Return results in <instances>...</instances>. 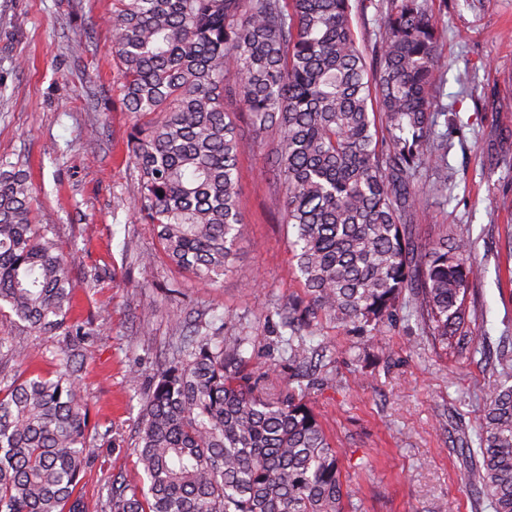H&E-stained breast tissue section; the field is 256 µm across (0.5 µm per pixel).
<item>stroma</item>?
Returning <instances> with one entry per match:
<instances>
[{
    "mask_svg": "<svg viewBox=\"0 0 512 512\" xmlns=\"http://www.w3.org/2000/svg\"><path fill=\"white\" fill-rule=\"evenodd\" d=\"M111 11L112 0H0V161L27 171L39 223L57 225L60 248L75 255L74 315L100 330L80 371L100 430L80 484L89 512H100L113 480L146 483L134 452L143 392L176 355L179 321L245 337L252 367L264 372L281 362L277 309L305 295L283 218L286 189L273 172L278 138L255 131L239 108L246 232L233 270L204 285L160 256L151 226L132 212L135 118L119 104ZM439 29L448 187L426 201L413 233L422 244L447 233L469 239L482 276L465 302L461 348L434 349L405 304L373 341L319 320L308 400L360 512H490L465 473L482 432L486 369L512 351V0H447ZM142 252L156 253L153 266L135 263ZM147 303L153 315H144ZM0 336L28 348L29 371L54 373L57 337L7 309Z\"/></svg>",
    "mask_w": 512,
    "mask_h": 512,
    "instance_id": "35a3bbf8",
    "label": "stroma"
}]
</instances>
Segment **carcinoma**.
Masks as SVG:
<instances>
[{
	"label": "carcinoma",
	"mask_w": 512,
	"mask_h": 512,
	"mask_svg": "<svg viewBox=\"0 0 512 512\" xmlns=\"http://www.w3.org/2000/svg\"><path fill=\"white\" fill-rule=\"evenodd\" d=\"M365 0H113L107 19L128 141L140 188L133 208L174 266L211 284L232 265L243 230L238 157L224 106L238 102L259 131L275 129L274 175L287 187L285 222L306 302L278 312L293 329L320 317L374 336L404 294L443 352L459 343L465 299L480 277L470 242L421 248L411 225L424 169L448 181L447 140L433 89L435 0H378L382 33L358 41ZM33 188L0 164V309L31 330L61 332L53 376L20 370L26 354L0 336L19 367L0 388V512H88L77 487L97 428L89 423L77 357L94 337L74 308L72 257L55 225L38 224ZM296 385L258 390L241 336H185L143 402L137 490L112 484L102 512H358L339 451L304 401L313 352L281 338ZM488 377L479 448L466 481L512 512V354Z\"/></svg>",
	"instance_id": "obj_1"
}]
</instances>
